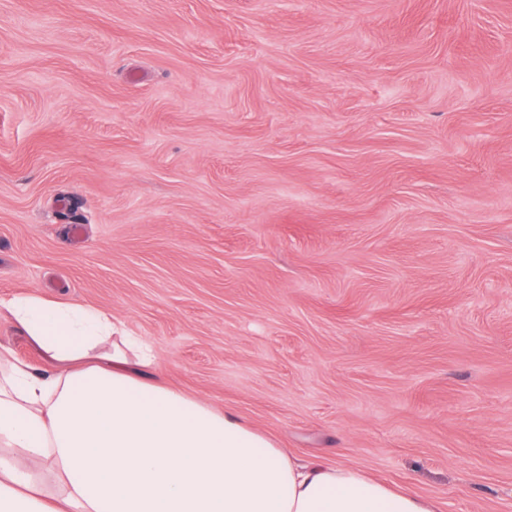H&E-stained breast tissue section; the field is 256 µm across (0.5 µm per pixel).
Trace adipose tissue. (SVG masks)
<instances>
[{
  "instance_id": "obj_1",
  "label": "adipose tissue",
  "mask_w": 512,
  "mask_h": 512,
  "mask_svg": "<svg viewBox=\"0 0 512 512\" xmlns=\"http://www.w3.org/2000/svg\"><path fill=\"white\" fill-rule=\"evenodd\" d=\"M0 307L55 367L0 351V512H437L162 384L149 344L109 313L38 295Z\"/></svg>"
}]
</instances>
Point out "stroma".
<instances>
[{
  "label": "stroma",
  "instance_id": "obj_1",
  "mask_svg": "<svg viewBox=\"0 0 512 512\" xmlns=\"http://www.w3.org/2000/svg\"><path fill=\"white\" fill-rule=\"evenodd\" d=\"M438 512H512V0H0V297Z\"/></svg>",
  "mask_w": 512,
  "mask_h": 512
}]
</instances>
